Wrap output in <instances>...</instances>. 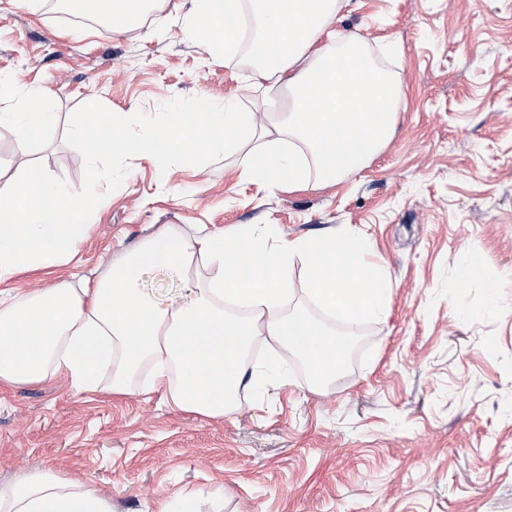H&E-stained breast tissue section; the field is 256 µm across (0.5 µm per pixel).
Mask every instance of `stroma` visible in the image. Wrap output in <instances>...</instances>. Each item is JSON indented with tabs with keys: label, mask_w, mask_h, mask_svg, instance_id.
I'll return each mask as SVG.
<instances>
[{
	"label": "stroma",
	"mask_w": 512,
	"mask_h": 512,
	"mask_svg": "<svg viewBox=\"0 0 512 512\" xmlns=\"http://www.w3.org/2000/svg\"><path fill=\"white\" fill-rule=\"evenodd\" d=\"M48 0H0V75L56 104L51 142L29 152L79 190L84 161L66 145L71 114L97 101L121 133L164 113L229 101L279 102L241 57L206 52L181 0L121 32L77 25ZM362 39L405 97L387 146L335 183L270 186L223 152L203 161L136 156L67 262L19 273L24 293L104 274L126 250L176 224L186 232L272 224L290 237L358 231L391 288L385 316L344 324L299 306L343 337L344 374L320 389L300 368L286 385L243 391L221 419L165 391H83L64 377L0 387V488L49 471L112 499V512H512V0H342L333 23ZM482 278L461 282L470 252ZM147 271L168 303L202 287ZM502 304L487 311L489 289Z\"/></svg>",
	"instance_id": "35a3bbf8"
}]
</instances>
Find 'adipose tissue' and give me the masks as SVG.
I'll return each mask as SVG.
<instances>
[{
	"mask_svg": "<svg viewBox=\"0 0 512 512\" xmlns=\"http://www.w3.org/2000/svg\"><path fill=\"white\" fill-rule=\"evenodd\" d=\"M246 1L257 73L287 94L272 133L263 134L254 113L215 102L168 113L137 139L121 136L116 118L99 122L91 107L75 123L76 138L95 155L202 159L219 149L237 157L245 177L265 183H331L360 171L391 137L402 83L372 64L363 41L333 29L340 0H188L184 20L209 52L229 57L241 44L234 20ZM366 253L354 231L288 239L248 224L190 240L167 225L94 283L0 291V386L63 376L83 390L127 394L147 368L151 387L168 388L177 406L221 418L239 409L244 381L265 374L244 361L259 336L303 360L312 386H324L342 375L346 344L292 301L305 295L346 322L380 319L390 283ZM198 261L205 283L183 304L143 286L145 271L181 278ZM0 512H112V503L46 472L18 478L0 494Z\"/></svg>",
	"mask_w": 512,
	"mask_h": 512,
	"instance_id": "obj_1",
	"label": "adipose tissue"
}]
</instances>
